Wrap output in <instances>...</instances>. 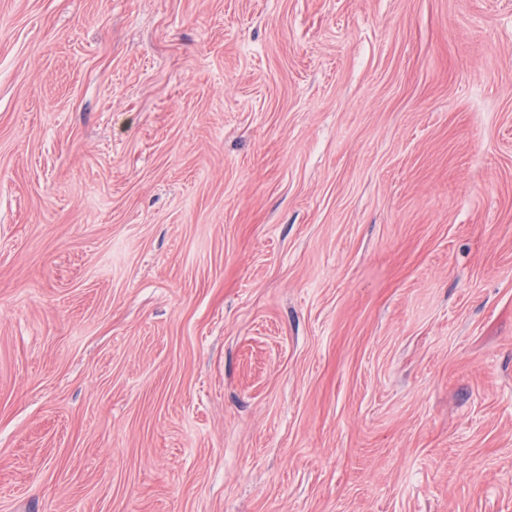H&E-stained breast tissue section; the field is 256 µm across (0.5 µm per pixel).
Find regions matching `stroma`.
<instances>
[{
    "label": "stroma",
    "instance_id": "1",
    "mask_svg": "<svg viewBox=\"0 0 512 512\" xmlns=\"http://www.w3.org/2000/svg\"><path fill=\"white\" fill-rule=\"evenodd\" d=\"M0 512H512V0H0Z\"/></svg>",
    "mask_w": 512,
    "mask_h": 512
}]
</instances>
